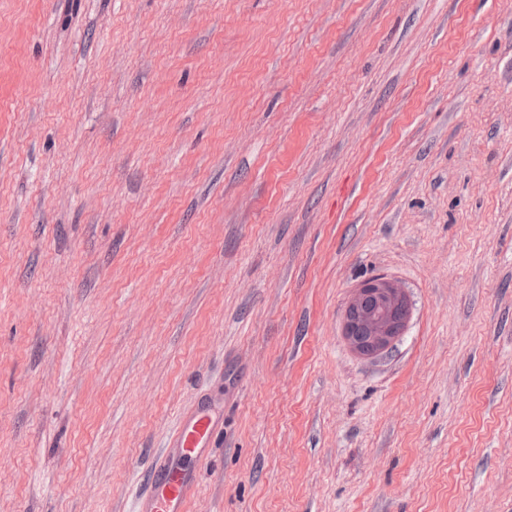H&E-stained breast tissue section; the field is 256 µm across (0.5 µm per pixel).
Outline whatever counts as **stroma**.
Segmentation results:
<instances>
[{"mask_svg":"<svg viewBox=\"0 0 512 512\" xmlns=\"http://www.w3.org/2000/svg\"><path fill=\"white\" fill-rule=\"evenodd\" d=\"M219 395L190 512H512V0H0V512ZM374 301L376 307L366 306ZM411 304V305H410ZM412 302L403 288L385 275L360 284L348 299L343 314V336L350 349L364 355L353 337H368L377 354L388 352L398 341L411 316Z\"/></svg>","mask_w":512,"mask_h":512,"instance_id":"1","label":"stroma"}]
</instances>
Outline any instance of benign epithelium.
<instances>
[{
  "label": "benign epithelium",
  "mask_w": 512,
  "mask_h": 512,
  "mask_svg": "<svg viewBox=\"0 0 512 512\" xmlns=\"http://www.w3.org/2000/svg\"><path fill=\"white\" fill-rule=\"evenodd\" d=\"M411 300L404 289L385 275L358 286L348 299L343 314V336L350 349L364 354L355 339L368 337L377 354L388 352L398 341L411 316Z\"/></svg>",
  "instance_id": "7a95c632"
}]
</instances>
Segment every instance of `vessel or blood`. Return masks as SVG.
Here are the masks:
<instances>
[{
    "label": "vessel or blood",
    "instance_id": "vessel-or-blood-1",
    "mask_svg": "<svg viewBox=\"0 0 512 512\" xmlns=\"http://www.w3.org/2000/svg\"><path fill=\"white\" fill-rule=\"evenodd\" d=\"M217 402L205 397L185 413L151 467L149 488L136 499L134 512H189L197 491L196 471L207 459L215 435L223 428Z\"/></svg>",
    "mask_w": 512,
    "mask_h": 512
}]
</instances>
